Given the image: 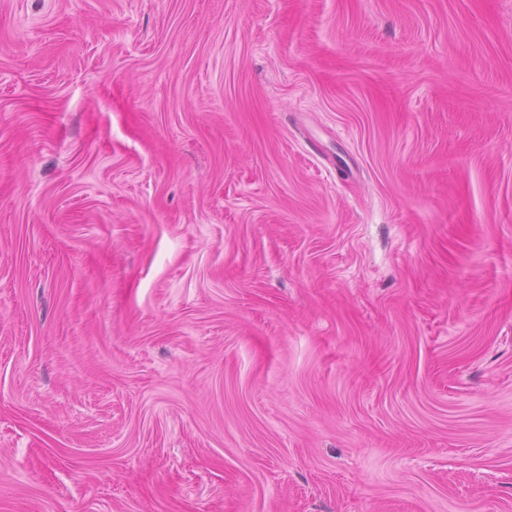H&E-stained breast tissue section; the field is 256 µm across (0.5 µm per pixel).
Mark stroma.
Listing matches in <instances>:
<instances>
[{"mask_svg": "<svg viewBox=\"0 0 512 512\" xmlns=\"http://www.w3.org/2000/svg\"><path fill=\"white\" fill-rule=\"evenodd\" d=\"M0 512H512V0H0Z\"/></svg>", "mask_w": 512, "mask_h": 512, "instance_id": "35a3bbf8", "label": "stroma"}]
</instances>
